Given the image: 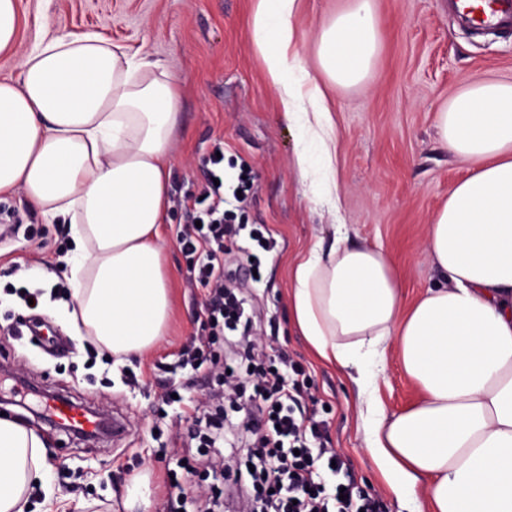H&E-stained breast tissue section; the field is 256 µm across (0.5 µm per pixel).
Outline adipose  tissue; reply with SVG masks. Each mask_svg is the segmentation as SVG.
Wrapping results in <instances>:
<instances>
[{"instance_id": "ef3b65f1", "label": "adipose tissue", "mask_w": 512, "mask_h": 512, "mask_svg": "<svg viewBox=\"0 0 512 512\" xmlns=\"http://www.w3.org/2000/svg\"><path fill=\"white\" fill-rule=\"evenodd\" d=\"M297 0H257L251 29L288 122L307 126L325 158L336 140L320 87L315 113L297 111L287 81ZM380 49L370 0L323 25L320 72L338 87L363 83ZM0 81V195H22L69 226L75 334L117 358L162 336L170 291L159 226L172 173L182 93L167 68L96 34L41 40ZM439 133L471 165L427 227L422 250L436 278L410 307L383 249L335 236L294 261L293 324L315 357L367 401L364 448L402 512H512V83L479 79L438 116ZM396 353L420 391L387 413L372 391ZM41 436L0 418V512H27L42 483L55 508Z\"/></svg>"}]
</instances>
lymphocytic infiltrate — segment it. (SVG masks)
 I'll return each instance as SVG.
<instances>
[{"instance_id": "f902f5d3", "label": "lymphocytic infiltrate", "mask_w": 512, "mask_h": 512, "mask_svg": "<svg viewBox=\"0 0 512 512\" xmlns=\"http://www.w3.org/2000/svg\"><path fill=\"white\" fill-rule=\"evenodd\" d=\"M202 197L208 202L207 223L183 225L177 241L192 259L190 283L201 292L204 315L199 346L188 362L205 372L211 387L186 417L200 446L235 447V439L226 436L230 426L253 440L247 470L231 476L223 460H206L213 482L204 498L223 506L224 481L231 477L243 485L252 512H375L370 499L326 487L325 475L338 473L326 423L303 411L305 380L288 353L279 354L277 365L266 364L254 332L249 289L224 264L227 243L240 237L242 228L224 221L223 185L208 183ZM218 343L229 346L230 354L215 351ZM244 379L252 386L246 408L237 402Z\"/></svg>"}]
</instances>
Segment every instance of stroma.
I'll use <instances>...</instances> for the list:
<instances>
[{
	"mask_svg": "<svg viewBox=\"0 0 512 512\" xmlns=\"http://www.w3.org/2000/svg\"><path fill=\"white\" fill-rule=\"evenodd\" d=\"M350 2L299 0L291 19L297 67L316 73L315 34ZM18 6L25 21L22 49L45 36L98 33L166 65L183 95L168 187L171 221L161 227L172 315L144 355L116 361L89 336H68L65 349L53 354L32 340L33 324L57 323L58 308L71 301L70 241L65 225L46 223L22 196L0 199V223L19 227L0 242V352L43 385L121 413L128 427L114 445L88 447L10 407V416L45 439L56 497L80 512H98L107 500L112 512H126L125 486L146 470L150 512H168L167 473L185 455L187 440L178 434L179 408L162 402L159 381L187 385L191 396L205 386L202 376L179 364L181 351L202 333V314L175 235L196 216L194 200L209 175L206 160L220 145L225 168L254 175L247 203L233 209L234 222L268 231L276 241L254 290L256 332L267 348L286 350L302 366L318 416L329 424L331 446L345 461L339 482L372 499L376 512H399L363 450L356 390L315 359L289 323V269L303 250L329 246L339 227L349 242L377 245L392 256L403 305L426 291L434 276L422 254L426 226L470 168L442 141L437 115L474 80L512 82V29L475 35L452 0H372L381 47L369 78L350 88L318 81L336 137L339 199L332 202L317 200L313 183L296 167L298 150L310 140L284 119L266 79L251 32L255 0H18ZM20 287L51 289L52 306L29 310L16 293ZM376 395L390 413L418 399L397 357H387Z\"/></svg>",
	"mask_w": 512,
	"mask_h": 512,
	"instance_id": "stroma-1",
	"label": "stroma"
}]
</instances>
